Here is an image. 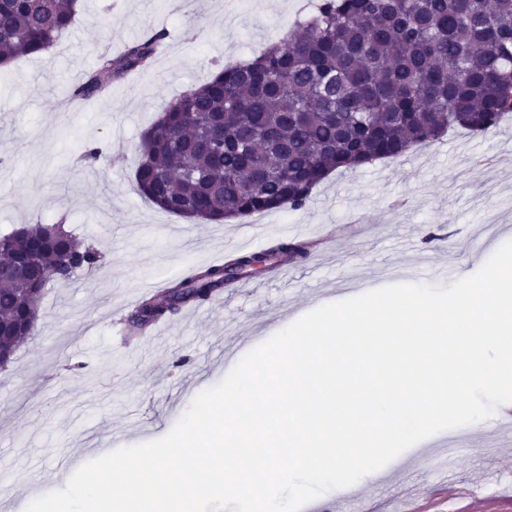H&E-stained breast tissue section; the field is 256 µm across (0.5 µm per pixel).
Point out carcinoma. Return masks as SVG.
Listing matches in <instances>:
<instances>
[{
  "instance_id": "1",
  "label": "carcinoma",
  "mask_w": 512,
  "mask_h": 512,
  "mask_svg": "<svg viewBox=\"0 0 512 512\" xmlns=\"http://www.w3.org/2000/svg\"><path fill=\"white\" fill-rule=\"evenodd\" d=\"M78 0H0V66L41 54L75 22ZM161 32L100 57L74 86L84 99L151 63ZM512 112V0H318L287 35L171 102L137 148L139 192L197 222L303 208L335 171L461 128L478 135ZM305 243H277L201 269L139 304L134 333L203 303L252 261ZM102 255L61 224L0 236V327L37 330L43 290Z\"/></svg>"
}]
</instances>
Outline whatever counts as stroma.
Here are the masks:
<instances>
[{
	"instance_id": "obj_1",
	"label": "stroma",
	"mask_w": 512,
	"mask_h": 512,
	"mask_svg": "<svg viewBox=\"0 0 512 512\" xmlns=\"http://www.w3.org/2000/svg\"><path fill=\"white\" fill-rule=\"evenodd\" d=\"M307 0H82L72 28L48 51L0 68V234L64 223L102 254L100 265L50 282L36 335L0 371V512L29 492L57 490V471L85 449L165 436L198 392L250 348L321 303L365 286H449L459 266L477 271L512 240V116L473 136L453 129L396 160L331 174L297 211L229 224L166 212L137 189L144 131L175 97L281 38ZM170 50L101 95L69 88L99 57L148 33ZM92 146L98 159L85 158ZM265 226L295 228L307 257L282 256L266 272L226 284L198 316L179 312L161 341L134 336V290L186 276ZM447 485L425 474L413 512H512V432L490 421L460 428Z\"/></svg>"
}]
</instances>
